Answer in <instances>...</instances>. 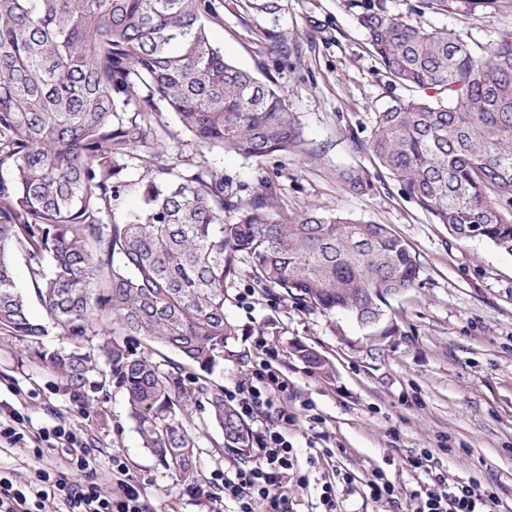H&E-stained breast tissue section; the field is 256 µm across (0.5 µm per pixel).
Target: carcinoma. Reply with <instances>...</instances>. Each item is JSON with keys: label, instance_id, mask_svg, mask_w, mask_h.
Wrapping results in <instances>:
<instances>
[{"label": "carcinoma", "instance_id": "obj_1", "mask_svg": "<svg viewBox=\"0 0 512 512\" xmlns=\"http://www.w3.org/2000/svg\"><path fill=\"white\" fill-rule=\"evenodd\" d=\"M222 0H0V335L37 339L11 253L26 257L34 294L62 336L102 332L111 381L124 389L142 445L187 488L200 481L196 437L184 425L206 402L224 448L239 458L252 429L206 375L243 360L239 325L224 311L248 266L256 287L279 288L325 314L392 336L383 306L419 282L414 249L385 224L311 208L276 219L261 182L253 201L224 196V175L176 172L163 148L122 221L125 164L146 135L120 113L154 97L196 146L245 158L317 157L284 91L224 57L209 24ZM392 81L415 92L376 113L367 150L458 241L512 253V33L476 55L445 31L411 24L385 0L351 4ZM236 214L224 223V211ZM176 351L198 369L152 360ZM38 359L81 394L91 360L63 349ZM289 354L321 378L333 363L310 345Z\"/></svg>", "mask_w": 512, "mask_h": 512}]
</instances>
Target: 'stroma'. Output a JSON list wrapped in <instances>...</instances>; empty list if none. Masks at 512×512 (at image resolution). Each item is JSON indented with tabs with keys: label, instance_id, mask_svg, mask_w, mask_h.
I'll use <instances>...</instances> for the list:
<instances>
[{
	"label": "stroma",
	"instance_id": "1",
	"mask_svg": "<svg viewBox=\"0 0 512 512\" xmlns=\"http://www.w3.org/2000/svg\"><path fill=\"white\" fill-rule=\"evenodd\" d=\"M386 4L407 22L447 29L478 54L512 32V0ZM281 5L271 16L251 10L246 0H224V20L212 25L211 36L238 67L285 91L316 159H246L196 147L166 103L156 99L152 110L158 120L126 160L130 186L122 207L137 206L142 161L166 144L179 148L180 174L221 172L225 193L239 203H248L267 180L277 215L323 207L388 225L416 251L421 272L416 288L388 300L385 319L396 333L381 359L366 357L367 331L348 315L325 314L276 288H255L242 274L228 290L225 312L243 328L238 344L249 356L225 359L210 379L234 387L261 360L260 341L277 347L275 366L288 389L276 403L296 417L288 429L302 477L289 485L296 512H319L322 486L335 465L354 477L341 494L346 512H391L386 500L368 493L366 480L384 472L402 502H411L428 477L411 471L408 458L424 449L431 452L433 471L493 489L499 495L493 512H512V253L480 239H453L366 150L377 112L410 92L386 76L349 0ZM272 30L287 35V54L271 50L266 34ZM350 171L363 172L370 190L351 191L343 180ZM297 341L334 363L332 379L289 355ZM85 391L77 396L41 366L30 342L0 338V403L22 417L24 434L16 446H0V471L22 480L36 468L65 469L64 457L44 439L45 431L63 424L94 448L98 483L107 484L115 465H122L152 512H234L232 502L197 496L143 448L106 366L90 373ZM189 425L202 480L238 467L241 462L224 450L206 407H193ZM324 449L333 450L332 460L320 459Z\"/></svg>",
	"mask_w": 512,
	"mask_h": 512
}]
</instances>
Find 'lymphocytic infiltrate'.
<instances>
[{
    "mask_svg": "<svg viewBox=\"0 0 512 512\" xmlns=\"http://www.w3.org/2000/svg\"><path fill=\"white\" fill-rule=\"evenodd\" d=\"M262 350L264 361L251 370L247 381L236 384L230 396L241 416L250 418L261 409H272L277 424L255 437L259 466L225 473L224 498L236 504L237 512H253L257 501L263 503L264 512H294L288 484L298 471V459L285 435L294 416L275 406L276 396L287 390L288 383L272 365L279 356L277 349L266 344ZM53 436L70 470L95 472L97 457L79 433L59 425ZM117 485L119 490L114 493L95 482H72L67 472L41 468L23 482L0 474V512H150L133 480L124 477ZM495 502L494 492L479 483L452 482L439 473L418 496L413 512H488Z\"/></svg>",
    "mask_w": 512,
    "mask_h": 512,
    "instance_id": "lymphocytic-infiltrate-1",
    "label": "lymphocytic infiltrate"
}]
</instances>
